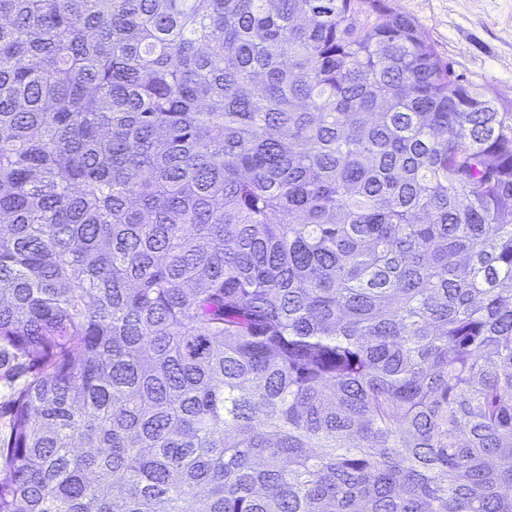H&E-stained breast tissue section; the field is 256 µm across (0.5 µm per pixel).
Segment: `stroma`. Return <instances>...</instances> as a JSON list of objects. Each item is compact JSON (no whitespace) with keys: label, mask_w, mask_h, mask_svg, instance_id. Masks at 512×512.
Masks as SVG:
<instances>
[{"label":"stroma","mask_w":512,"mask_h":512,"mask_svg":"<svg viewBox=\"0 0 512 512\" xmlns=\"http://www.w3.org/2000/svg\"><path fill=\"white\" fill-rule=\"evenodd\" d=\"M413 18L443 61L462 79L512 101V0H386ZM29 358L0 355V439L10 431L15 392L29 380L18 367Z\"/></svg>","instance_id":"35a3bbf8"}]
</instances>
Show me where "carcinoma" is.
<instances>
[{
  "mask_svg": "<svg viewBox=\"0 0 512 512\" xmlns=\"http://www.w3.org/2000/svg\"><path fill=\"white\" fill-rule=\"evenodd\" d=\"M0 512H512V102L382 0H0ZM28 362V356L10 348L7 353L2 354L0 346V440L8 435L10 431L14 394L30 378L29 373H19V370L15 368L20 364L27 365Z\"/></svg>",
  "mask_w": 512,
  "mask_h": 512,
  "instance_id": "1",
  "label": "carcinoma"
}]
</instances>
